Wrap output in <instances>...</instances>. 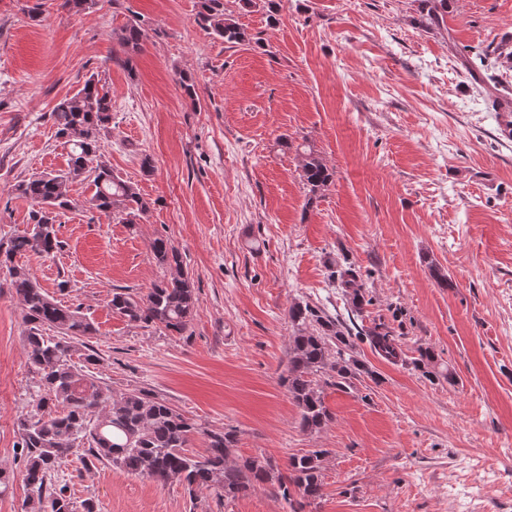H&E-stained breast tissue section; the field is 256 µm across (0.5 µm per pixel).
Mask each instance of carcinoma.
Masks as SVG:
<instances>
[{
	"label": "carcinoma",
	"instance_id": "1",
	"mask_svg": "<svg viewBox=\"0 0 512 512\" xmlns=\"http://www.w3.org/2000/svg\"><path fill=\"white\" fill-rule=\"evenodd\" d=\"M240 8L261 7L267 21L274 23L283 0H238ZM427 27L444 23L448 0H421ZM198 24L227 44L250 40V35L225 7L224 0H200ZM141 29L126 25L118 34L129 66L132 55L141 51ZM112 99L97 76H89L82 89L59 101L51 112L55 137L69 146L67 169L56 174L33 175L15 185L18 196L30 200L32 224L45 226L41 240L25 232L0 242V271L25 309L29 325L26 342L28 363L40 375L34 412L18 419L16 457L24 465L27 497L25 512H98L90 499L77 500L66 483L53 481L61 459L74 448L128 474L149 478L161 485L182 483L189 494L208 490L218 498L246 496L268 484L275 496L288 503L291 512H303L323 495L322 464L325 449L288 458L286 472L263 456L237 457V431L205 430L184 417L154 394L134 390L112 395L99 378L73 362L77 352L73 340L91 336L93 324L77 310L51 298L15 257L28 252L50 256L64 247L55 228L59 211L73 205L70 184L92 179L93 209L109 214L124 224L150 209L132 183L112 171L101 150L102 132L111 120ZM302 178L315 195L333 181L334 173L314 150L302 153ZM153 259L168 275L156 282L145 297L125 289H113L112 312L144 327L181 334L197 309L195 283L183 270L180 251L164 237L150 245ZM329 278L340 290L351 311L363 314L372 299L366 298L362 273L348 262L329 263ZM295 328L291 336L288 364L281 379L300 409L301 427L308 432L322 429L332 420L322 390L313 377L330 372L325 383L340 390L353 386L361 374L371 373L352 355V333L337 319L320 309L298 302L288 309ZM54 329L56 337L44 335ZM370 346L384 359L399 362L402 350L394 331L383 322L364 332ZM197 435L206 438V448L194 450Z\"/></svg>",
	"mask_w": 512,
	"mask_h": 512
}]
</instances>
